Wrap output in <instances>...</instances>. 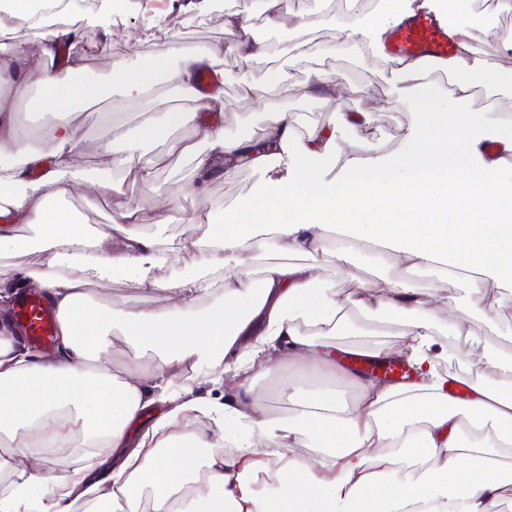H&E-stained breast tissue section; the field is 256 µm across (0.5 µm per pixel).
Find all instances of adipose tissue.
Wrapping results in <instances>:
<instances>
[{"instance_id": "adipose-tissue-1", "label": "adipose tissue", "mask_w": 512, "mask_h": 512, "mask_svg": "<svg viewBox=\"0 0 512 512\" xmlns=\"http://www.w3.org/2000/svg\"><path fill=\"white\" fill-rule=\"evenodd\" d=\"M35 0H10L12 24L0 23V80L19 78L37 88L55 122L38 140L0 123V219L35 231L46 266L29 279L58 314V349L43 358L0 331V512H498L512 487V352L482 360L469 382L467 403L450 394L454 375L442 372L448 352L439 345L434 318L444 307L438 282L399 278L361 282L350 303L330 288L305 258L322 250L330 232L385 247L409 269L433 268L440 280H460L477 311L512 307V134L492 136L490 119L469 112L482 87L512 88V70L483 59L475 32L482 22H460L446 0H397L394 10H368L350 0L345 41L380 59L389 30L420 11L444 13L460 53L444 68L448 87L430 67L408 59L391 68L388 97L415 107L398 152L346 155L336 178L326 179L317 159L335 154L336 135L312 128L296 134L285 111L260 138L226 137L214 117L197 124L193 140L172 138L190 113L172 109L163 123L146 121L121 159L150 177L165 156L195 159L202 193L216 176L236 181L244 170L267 171L286 157L287 178L257 185L232 209L227 224H207L201 235L175 241L133 234L142 208L121 204L110 231L89 239L59 200L79 155L108 158L106 144H86L71 116L100 101L108 88L132 101L160 81L203 107L224 94L225 72L209 50L180 48L167 36L140 64L113 62L110 87L86 77L81 58L51 68H28L30 45L52 56L63 28L36 30ZM32 29L30 40L15 36ZM208 69L212 92L198 96ZM272 247L260 282L227 266L225 256ZM192 256L197 271L170 284L159 278L170 252ZM133 268L139 279L168 295L167 305L117 310L95 301L92 278ZM217 291L218 310L197 313L201 296ZM405 317L397 350L419 374L411 385L384 384L336 365L330 336L351 330L347 355L365 352L354 316L380 311ZM120 332L135 350L117 361L108 338ZM242 369L301 365L339 380L352 401L335 394L302 396L293 381L278 387L291 403L271 413L252 388L223 406L187 398L130 443L128 426L155 400L172 396L173 371L217 370L227 355ZM209 414V432L188 431L190 415ZM316 445L293 452L299 437ZM83 449L84 467L47 474L42 455L60 447ZM122 462L103 480L88 472L118 449Z\"/></svg>"}]
</instances>
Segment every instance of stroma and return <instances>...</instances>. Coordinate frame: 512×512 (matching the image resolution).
<instances>
[{"label":"stroma","instance_id":"1","mask_svg":"<svg viewBox=\"0 0 512 512\" xmlns=\"http://www.w3.org/2000/svg\"><path fill=\"white\" fill-rule=\"evenodd\" d=\"M194 2L120 0L109 33H102L94 26H74L70 54L84 58L88 75L104 82L110 75L113 60L125 59L133 64L142 61L159 47L158 41L151 37L152 31L171 27L182 46L215 51L222 62L228 89L221 108L226 136L235 138L247 132L260 137L266 124L281 111L294 113L297 134L302 138L313 126L334 124L340 155L323 164L324 170L332 176L339 171L345 153L370 147L392 153L403 146L414 106L408 101L386 103L388 70L364 54L359 46L341 43L340 29L348 17L346 0H293L294 10L308 16L310 26L300 28L295 20L289 19L284 23V37H259L263 52L247 67L227 50L233 36L224 29V16L239 13L262 18L261 0H222V13L204 16L198 15ZM473 12L482 14L486 21L485 33L477 37L484 58L511 69L512 55L500 52L496 36L512 31V9L503 7L500 0H464L461 17H468ZM274 64L282 67L285 78L292 85L302 81L312 65H319L335 78L340 91L328 100L318 97L300 99L266 86L257 97L244 101L240 84L249 72H263ZM0 96L18 102L13 119L32 130L41 129L52 118L51 112L37 103L35 91L21 82L11 80L0 84ZM179 102L178 89L166 81L160 83L149 105L133 104L111 94L95 105V122L84 121L78 114L74 123L80 137L118 145L123 143L130 128L151 113L167 111L177 107ZM341 112L368 113L369 122L362 129L337 123L335 117ZM104 171L112 179L122 182L124 201L147 210L162 194L178 206V219L174 223L144 222L132 228L138 235H159L170 240L201 234L203 227L196 222L201 214L209 216L215 223H228L236 201L254 183L267 178L263 172L245 171L232 183L211 182L207 192L198 195L192 191L194 163L185 157L173 155L166 158L147 180L137 171L114 166L106 168L96 157H82L68 177L70 192L65 197V204L76 222L84 225L92 237L108 231L112 219L117 216L111 196L92 193L89 188L90 182L96 181ZM340 250L350 251L348 263H337L336 253ZM314 261L321 282L335 289L338 299L343 302L351 297L357 281L362 279L380 282L409 277L425 284L434 278L433 273L427 271L407 270L390 253L371 251L365 245L350 242L337 234L330 235L325 249L315 254ZM442 288L448 309L436 318L438 341L456 352L453 365L447 368L448 373L458 376L479 373L480 361L485 354L500 349L512 350V307L481 314L472 311L468 305L462 282L447 281ZM92 294L96 300L115 308L163 303L161 293L141 285L129 271L113 277L112 281L94 284ZM452 315L465 320L467 335H449L447 323Z\"/></svg>","mask_w":512,"mask_h":512}]
</instances>
